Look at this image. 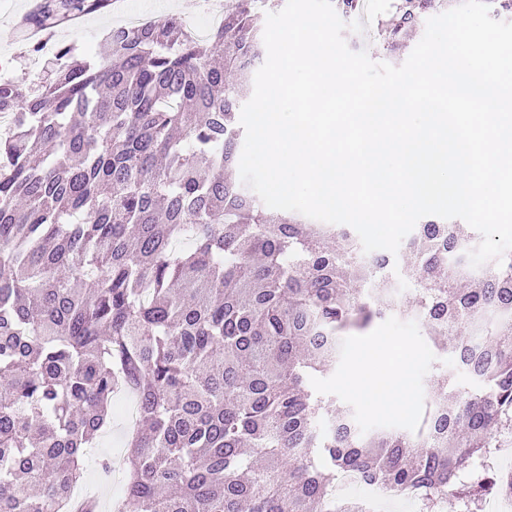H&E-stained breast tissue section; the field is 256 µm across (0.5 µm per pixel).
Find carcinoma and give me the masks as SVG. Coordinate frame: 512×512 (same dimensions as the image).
<instances>
[{
    "mask_svg": "<svg viewBox=\"0 0 512 512\" xmlns=\"http://www.w3.org/2000/svg\"><path fill=\"white\" fill-rule=\"evenodd\" d=\"M108 2L43 0L28 23ZM457 2L395 0L378 40L396 49ZM273 6L230 0L205 38L178 15L116 26L103 56L57 45L65 64L35 92L0 80V512H99L72 494L121 393L139 428L112 512H336L346 471L420 512L512 491L491 463L512 433V252L465 284L473 234L427 218L403 255L406 310L349 231L332 247L335 228L226 176ZM393 311L448 339L479 385L448 374L417 433L362 435L308 381L336 363L341 331Z\"/></svg>",
    "mask_w": 512,
    "mask_h": 512,
    "instance_id": "carcinoma-1",
    "label": "carcinoma"
}]
</instances>
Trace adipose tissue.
<instances>
[{
  "label": "adipose tissue",
  "mask_w": 512,
  "mask_h": 512,
  "mask_svg": "<svg viewBox=\"0 0 512 512\" xmlns=\"http://www.w3.org/2000/svg\"><path fill=\"white\" fill-rule=\"evenodd\" d=\"M381 345L369 346L360 356L356 370L344 380L345 385L358 393L372 396L376 406L389 413L404 412L410 401V362L378 368Z\"/></svg>",
  "instance_id": "obj_1"
}]
</instances>
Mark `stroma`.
Returning a JSON list of instances; mask_svg holds the SVG:
<instances>
[{
	"instance_id": "stroma-1",
	"label": "stroma",
	"mask_w": 512,
	"mask_h": 512,
	"mask_svg": "<svg viewBox=\"0 0 512 512\" xmlns=\"http://www.w3.org/2000/svg\"><path fill=\"white\" fill-rule=\"evenodd\" d=\"M28 7V0H0V67L8 68L12 81L26 90L35 86L28 74L32 53L27 46L26 32L19 28L18 20ZM132 11L144 13L155 20L166 19L171 14L180 15L191 31L202 26L207 16L204 0H113L111 6L84 16L79 26L56 30L50 42L54 45L76 43L82 56L89 52H102L111 26L122 22L124 16ZM381 338L386 341L383 363H394L404 357L412 360V406L410 412L404 415L379 411L369 395L353 394L342 383L344 376L356 368L359 352ZM448 369L452 370L458 386L475 387V380L464 370L454 367L448 353L428 341L416 320L392 314L376 320L367 332L347 336L335 368L316 378L313 386L331 395L337 405L350 409L362 433L376 430L408 432L421 405L433 396L439 383V372ZM125 403V398L116 399L117 411L111 427L98 439L96 447L88 449L85 458L86 482L102 487L101 498L105 501L122 495L125 486V472L121 466L125 454L123 435L128 426L121 412ZM104 460L112 465L111 471L106 474L100 470V463Z\"/></svg>"
}]
</instances>
